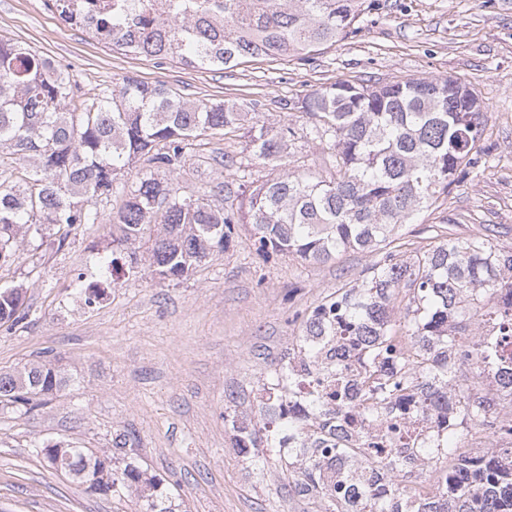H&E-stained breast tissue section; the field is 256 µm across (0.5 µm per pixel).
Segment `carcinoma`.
<instances>
[{"mask_svg": "<svg viewBox=\"0 0 512 512\" xmlns=\"http://www.w3.org/2000/svg\"><path fill=\"white\" fill-rule=\"evenodd\" d=\"M60 17L100 43L145 58L171 59L189 68L223 71L251 58L308 54L335 43L354 29L365 0H53ZM458 81L421 78L380 86L336 83L312 91L303 112L316 120L315 138L332 146L325 175L302 176L282 161L295 136L290 124L271 114L248 112L235 102L197 104L171 94L164 84L126 77L108 94L73 106L76 83L61 68L24 43L0 39V266L28 250L35 235L66 225L101 224L99 202L124 190L120 176L147 159L164 178L140 180L123 208L109 219L112 242L99 257V276L74 281V294L89 308L108 289L138 271L168 281L190 276L215 253L225 251L234 225L247 224L257 251L269 258L292 256L311 264L356 251L374 257L367 276L336 289L315 307L303 325L311 336H358L360 360L376 378L368 394L383 409L409 399L415 377L439 387L445 399L460 393L459 373L429 357L408 371L394 370L400 359L396 332L405 339L437 336L446 348L478 335L467 299L512 289V251L498 248L496 230L484 227L465 238L451 237L444 224L429 226L428 248L410 249L397 232L448 191L463 168L473 164L489 121L471 89L452 92ZM245 131L247 148L259 162L279 160L281 169L259 184L240 176L248 189L244 212L211 205L180 193L175 171L191 138ZM25 165L21 177L4 160ZM27 285L0 288V323L26 317ZM481 316L512 327V305L488 307ZM324 345L300 347L308 382L322 370ZM70 379L48 363H32L0 373V405L31 410ZM275 388L303 384L280 363L264 379ZM309 411L317 428L288 418V439L302 459L279 457L294 491L317 487L333 458L353 449L337 431L339 421L323 416L313 395ZM467 434L451 427L442 455L428 451L427 466L464 447ZM271 434L239 433L238 448H257ZM47 465L102 496H143L144 512H176L161 480L138 465L118 467L106 453L70 442L36 449ZM455 512H512V484L485 489L458 469Z\"/></svg>", "mask_w": 512, "mask_h": 512, "instance_id": "obj_1", "label": "carcinoma"}]
</instances>
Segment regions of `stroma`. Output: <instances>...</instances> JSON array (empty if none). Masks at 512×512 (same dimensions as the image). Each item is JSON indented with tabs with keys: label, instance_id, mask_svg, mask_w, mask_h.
Wrapping results in <instances>:
<instances>
[{
	"label": "stroma",
	"instance_id": "stroma-1",
	"mask_svg": "<svg viewBox=\"0 0 512 512\" xmlns=\"http://www.w3.org/2000/svg\"><path fill=\"white\" fill-rule=\"evenodd\" d=\"M377 2L355 32L306 59H250L224 71L110 49L62 27L43 0H0V37L67 69L82 99L132 77L189 101L253 104L282 116L296 131L289 167L316 174L329 169L332 150L308 134L313 120L301 102L312 90L457 79L489 112L482 150L461 181L416 215L405 239L421 248L429 225L451 222L465 235L492 224L499 245L512 247V0ZM245 169L258 180L274 175L271 165L252 161L242 133L192 139L181 192L240 209ZM110 230L107 223L71 229L61 247L48 230L0 266V287L30 285L26 318L0 326V371L43 360L74 379L34 409L0 406V512H135V496L103 497L48 468L36 450L61 440L147 469L178 512H309L306 500L289 493L274 449L262 445L240 457L224 410L233 401L256 409L253 388L280 363L303 315L337 285L362 278L365 255L350 251L325 265L267 260L241 225L227 251L191 277L126 275L90 309L74 297L72 282L95 278Z\"/></svg>",
	"mask_w": 512,
	"mask_h": 512
}]
</instances>
